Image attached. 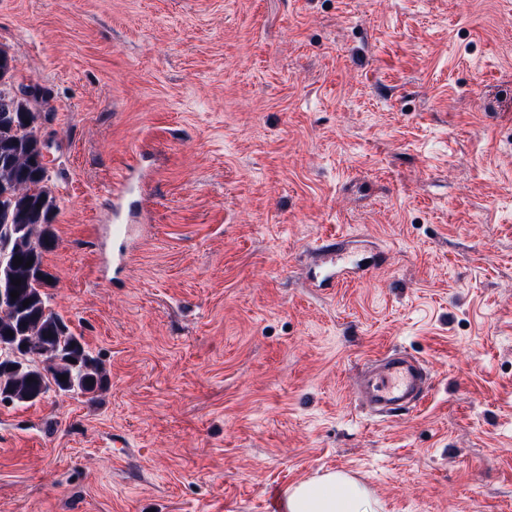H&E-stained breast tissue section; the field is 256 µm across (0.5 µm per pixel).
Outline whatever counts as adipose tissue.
Here are the masks:
<instances>
[{
	"label": "adipose tissue",
	"mask_w": 512,
	"mask_h": 512,
	"mask_svg": "<svg viewBox=\"0 0 512 512\" xmlns=\"http://www.w3.org/2000/svg\"><path fill=\"white\" fill-rule=\"evenodd\" d=\"M365 488L340 472L309 479L287 490L283 512H367Z\"/></svg>",
	"instance_id": "adipose-tissue-1"
}]
</instances>
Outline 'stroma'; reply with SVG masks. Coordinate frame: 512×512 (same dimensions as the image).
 I'll use <instances>...</instances> for the list:
<instances>
[{"label":"stroma","instance_id":"obj_1","mask_svg":"<svg viewBox=\"0 0 512 512\" xmlns=\"http://www.w3.org/2000/svg\"><path fill=\"white\" fill-rule=\"evenodd\" d=\"M56 203L50 307L109 376L0 403V512H512V0H0ZM146 185L119 284L106 191ZM348 238L373 265L312 287ZM420 360V406L357 399ZM373 363L375 367L359 384L360 395L368 405L389 413L413 395L417 402L425 397L429 386L418 361L409 359L406 354L389 351L368 362ZM365 488L340 472L303 481L286 491L283 512H369Z\"/></svg>","mask_w":512,"mask_h":512}]
</instances>
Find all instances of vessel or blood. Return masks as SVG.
<instances>
[{
	"label": "vessel or blood",
	"mask_w": 512,
	"mask_h": 512,
	"mask_svg": "<svg viewBox=\"0 0 512 512\" xmlns=\"http://www.w3.org/2000/svg\"><path fill=\"white\" fill-rule=\"evenodd\" d=\"M112 202V261L117 265L126 262L127 241L132 226L127 216L141 201V196L131 178H122L110 189ZM323 257L318 285L334 288L355 274L356 268L343 244L337 239L325 240L316 250ZM428 391L423 368L406 354L390 351L375 361V366L361 380L359 392L370 406L385 412L396 410L409 397L424 398Z\"/></svg>",
	"instance_id": "1"
}]
</instances>
